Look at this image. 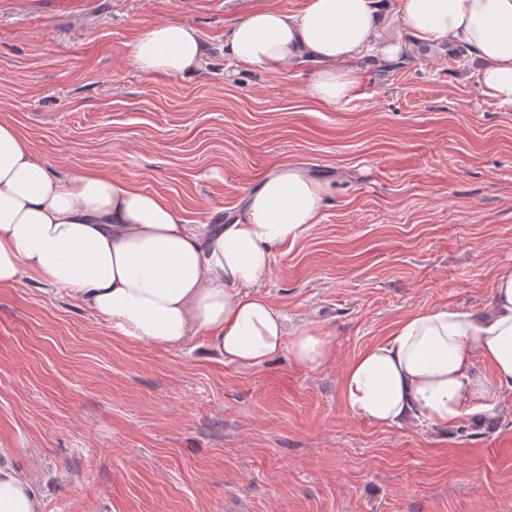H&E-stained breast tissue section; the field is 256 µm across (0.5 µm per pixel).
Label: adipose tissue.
Listing matches in <instances>:
<instances>
[{"label": "adipose tissue", "mask_w": 512, "mask_h": 512, "mask_svg": "<svg viewBox=\"0 0 512 512\" xmlns=\"http://www.w3.org/2000/svg\"><path fill=\"white\" fill-rule=\"evenodd\" d=\"M464 48L484 93L512 105V0H306L284 12L244 0L224 40L236 70L282 71L309 60L310 95L352 99L362 68L416 49ZM209 45L179 21L146 25L130 49L146 74L199 73ZM332 186L278 163L228 224H190L166 198L91 171L54 170L0 121V285L38 277L103 317L114 338L179 349L208 333L242 369L279 355L314 371L327 336L292 329L262 291L276 251L317 223ZM512 391V270L493 281L487 313L445 306L402 318L360 352L341 380L344 408L380 426L452 428ZM41 499L0 461V512H42Z\"/></svg>", "instance_id": "1"}]
</instances>
